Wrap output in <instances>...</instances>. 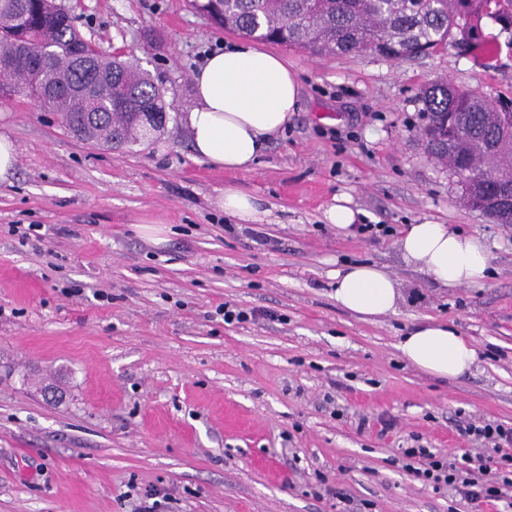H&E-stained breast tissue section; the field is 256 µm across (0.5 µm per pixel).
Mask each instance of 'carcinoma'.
Segmentation results:
<instances>
[{
    "instance_id": "obj_1",
    "label": "carcinoma",
    "mask_w": 512,
    "mask_h": 512,
    "mask_svg": "<svg viewBox=\"0 0 512 512\" xmlns=\"http://www.w3.org/2000/svg\"><path fill=\"white\" fill-rule=\"evenodd\" d=\"M226 30L317 54L369 53L403 60L466 49L494 67L512 0H192ZM63 0H0V92L25 93L60 114L76 137L110 147L137 144L163 127L164 90L137 59L110 57L86 40ZM90 68L75 65L78 58ZM421 136L448 167L460 200L512 224V108L478 89L437 80L419 94Z\"/></svg>"
}]
</instances>
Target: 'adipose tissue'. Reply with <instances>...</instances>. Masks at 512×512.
<instances>
[{
  "instance_id": "obj_1",
  "label": "adipose tissue",
  "mask_w": 512,
  "mask_h": 512,
  "mask_svg": "<svg viewBox=\"0 0 512 512\" xmlns=\"http://www.w3.org/2000/svg\"><path fill=\"white\" fill-rule=\"evenodd\" d=\"M193 94L184 122L197 157L247 171L298 111L301 86L282 56L236 42L205 59L193 77ZM400 248L407 262L447 286L479 283L489 266L478 236L427 220L406 228ZM334 295L342 308L374 319L395 312L401 292L380 267L358 263L337 271ZM397 348L423 372L447 379L469 373L477 357L473 344L443 323L416 325Z\"/></svg>"
}]
</instances>
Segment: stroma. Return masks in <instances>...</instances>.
Listing matches in <instances>:
<instances>
[{
	"label": "stroma",
	"instance_id": "stroma-1",
	"mask_svg": "<svg viewBox=\"0 0 512 512\" xmlns=\"http://www.w3.org/2000/svg\"><path fill=\"white\" fill-rule=\"evenodd\" d=\"M84 37L132 55L169 104L149 140L109 148L75 137L23 96L0 99L17 149L0 182V512H472L403 468L421 445L448 457L484 418L512 426V228L459 202L429 155L419 92L443 78L512 97V50L495 68L450 49L423 58L321 55L278 46L300 105L248 171L198 159L182 121L193 74L239 42L189 0H64ZM255 198L244 221L224 190ZM346 195L376 237L339 232ZM429 220L478 236L487 277L431 282L399 247ZM263 233L267 245L255 242ZM396 278V313L365 320L334 298L337 270ZM231 302L257 310L225 324ZM441 321L477 362L429 375L396 348ZM348 203L349 200L344 196H335L325 211V217L329 224H332L337 230L342 232L349 231L361 220V212L349 207Z\"/></svg>",
	"mask_w": 512,
	"mask_h": 512
}]
</instances>
